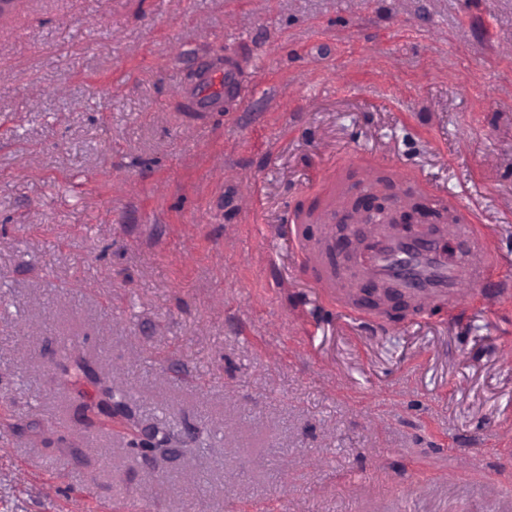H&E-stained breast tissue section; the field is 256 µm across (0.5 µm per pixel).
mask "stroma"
Segmentation results:
<instances>
[{
  "instance_id": "obj_1",
  "label": "stroma",
  "mask_w": 512,
  "mask_h": 512,
  "mask_svg": "<svg viewBox=\"0 0 512 512\" xmlns=\"http://www.w3.org/2000/svg\"><path fill=\"white\" fill-rule=\"evenodd\" d=\"M238 40L251 92L188 109ZM344 160L457 193L512 280V0H0V512H512V295L316 293L288 222ZM64 341L202 449L87 425ZM358 289L361 300L375 308L381 307L392 311L406 308L409 305V301L404 295L385 285L375 283L365 288L361 283Z\"/></svg>"
}]
</instances>
